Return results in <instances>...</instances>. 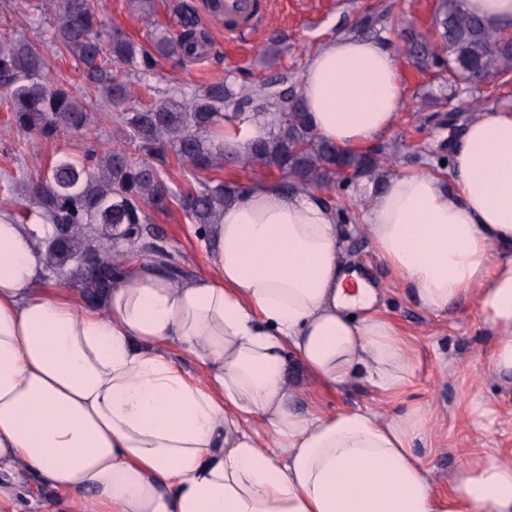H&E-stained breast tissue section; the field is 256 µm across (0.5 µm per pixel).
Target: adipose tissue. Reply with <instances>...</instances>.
Segmentation results:
<instances>
[{
    "label": "adipose tissue",
    "instance_id": "obj_1",
    "mask_svg": "<svg viewBox=\"0 0 512 512\" xmlns=\"http://www.w3.org/2000/svg\"><path fill=\"white\" fill-rule=\"evenodd\" d=\"M301 94L313 130L354 151L403 105L394 54L349 34L312 55ZM448 152L450 176L387 179L364 229L421 308L476 295L491 374L512 391V108L474 113ZM337 218L313 192L254 182L210 226L207 272L175 283L129 260L90 301L44 275L50 224L0 214V512L23 499L30 512H512V460L492 450L437 495L422 405L388 420L291 410V354L324 385L384 401L414 371L408 337L342 256Z\"/></svg>",
    "mask_w": 512,
    "mask_h": 512
}]
</instances>
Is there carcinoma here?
<instances>
[{"instance_id": "cac0c4a2", "label": "carcinoma", "mask_w": 512, "mask_h": 512, "mask_svg": "<svg viewBox=\"0 0 512 512\" xmlns=\"http://www.w3.org/2000/svg\"><path fill=\"white\" fill-rule=\"evenodd\" d=\"M46 10L54 22L41 39L0 37V107L13 114L15 127L32 141L61 134L89 137L94 113L53 76V60L67 54L112 112V148L101 153L90 146L83 156H62L28 178L27 216L53 226L45 243V266L53 274L76 277L88 299L103 295L121 273V241L135 245L139 256L172 280L183 278L170 250L154 236L147 210L166 213L175 207L201 234L223 217L224 205L249 191L241 183L213 179H199L179 192L170 186L169 150L199 175L223 168L224 141L215 129L226 110L234 120L265 129L240 158L247 165L278 170L285 191L326 193L375 175L390 160L382 148L353 152L316 135L301 94L288 88V78L280 74L234 98L225 94L224 82L216 81L191 94L155 88L151 100L126 107L132 79L156 75L158 59L182 61L209 52L210 36L196 10L185 3L178 10L179 37L157 29L149 51L118 25L105 24L91 0H46ZM435 25L438 49L447 56L448 80L476 84L491 73L512 70V37L465 12L461 0H437Z\"/></svg>"}]
</instances>
